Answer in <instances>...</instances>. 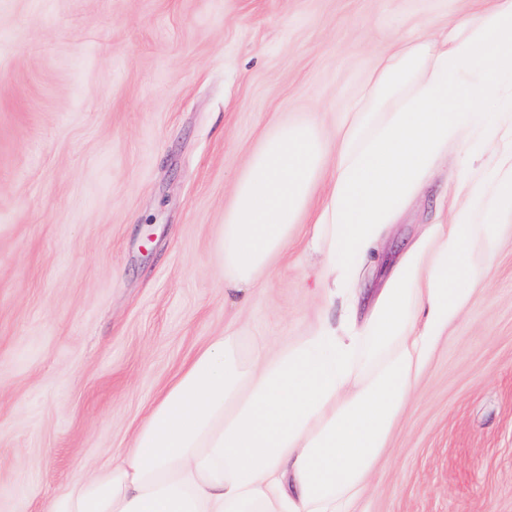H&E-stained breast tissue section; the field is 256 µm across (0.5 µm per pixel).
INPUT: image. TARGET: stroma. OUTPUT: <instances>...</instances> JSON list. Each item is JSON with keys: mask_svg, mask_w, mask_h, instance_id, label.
<instances>
[{"mask_svg": "<svg viewBox=\"0 0 512 512\" xmlns=\"http://www.w3.org/2000/svg\"><path fill=\"white\" fill-rule=\"evenodd\" d=\"M493 0H0V512H51L129 448L151 399L225 329L277 347L326 309L303 216L268 281L224 296L234 186L284 120L335 129L423 20ZM459 156L357 279L383 288L449 223ZM435 348L357 512H512V215Z\"/></svg>", "mask_w": 512, "mask_h": 512, "instance_id": "1", "label": "stroma"}]
</instances>
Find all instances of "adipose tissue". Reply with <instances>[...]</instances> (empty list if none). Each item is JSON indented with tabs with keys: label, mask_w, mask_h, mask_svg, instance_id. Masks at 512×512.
<instances>
[{
	"label": "adipose tissue",
	"mask_w": 512,
	"mask_h": 512,
	"mask_svg": "<svg viewBox=\"0 0 512 512\" xmlns=\"http://www.w3.org/2000/svg\"><path fill=\"white\" fill-rule=\"evenodd\" d=\"M512 0L459 16L378 58L335 132L281 124L252 155L224 216L219 264L236 290L268 273L295 236L316 184L312 248L339 316L278 349L213 337L149 403L132 445L75 478L52 512H352L384 463L432 351L468 305L512 214V152L494 177L465 168L466 202L411 243L364 323L356 272L472 130L512 112Z\"/></svg>",
	"instance_id": "ef3b65f1"
}]
</instances>
